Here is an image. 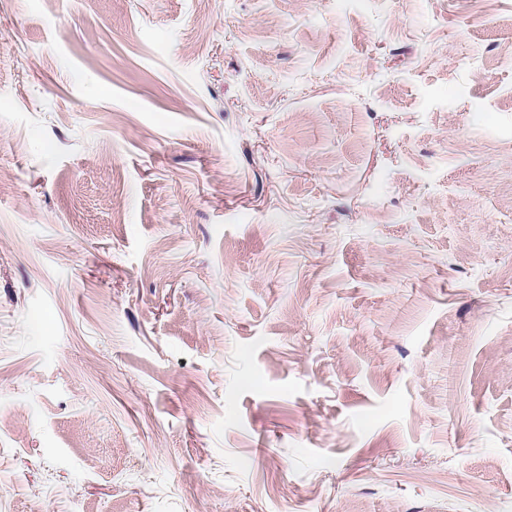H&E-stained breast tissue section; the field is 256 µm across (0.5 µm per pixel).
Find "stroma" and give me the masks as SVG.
<instances>
[{
	"instance_id": "35a3bbf8",
	"label": "stroma",
	"mask_w": 512,
	"mask_h": 512,
	"mask_svg": "<svg viewBox=\"0 0 512 512\" xmlns=\"http://www.w3.org/2000/svg\"><path fill=\"white\" fill-rule=\"evenodd\" d=\"M0 512H512V0H0Z\"/></svg>"
}]
</instances>
